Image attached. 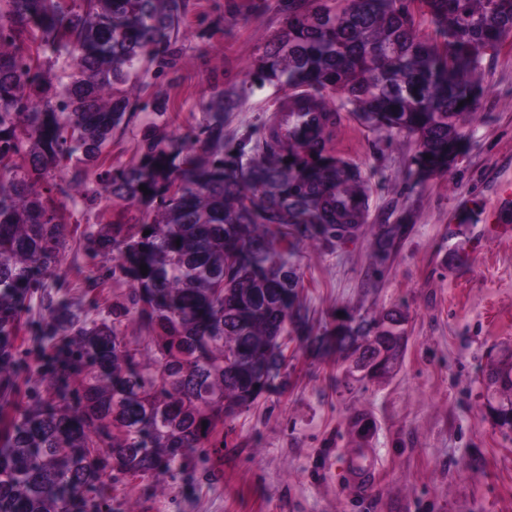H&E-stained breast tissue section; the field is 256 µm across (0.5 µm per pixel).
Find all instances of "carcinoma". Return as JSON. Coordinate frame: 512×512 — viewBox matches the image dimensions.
<instances>
[{"instance_id": "1", "label": "carcinoma", "mask_w": 512, "mask_h": 512, "mask_svg": "<svg viewBox=\"0 0 512 512\" xmlns=\"http://www.w3.org/2000/svg\"><path fill=\"white\" fill-rule=\"evenodd\" d=\"M424 3L440 45L416 35L407 0H288L256 80L338 91L367 128L416 137L417 175L445 169L456 116L477 99L471 75L512 32V0ZM186 17L187 0H0V512H92L94 497L112 491L107 466L116 481L154 479L196 448L224 446V425L264 393L260 371L277 377L284 365L300 240L333 246L357 228L335 205L355 173L323 137L288 152L273 134L228 146L235 90H218L186 136L145 133L134 165L99 171L132 89L171 64ZM51 60L72 70L70 82L53 81ZM72 157L80 167L63 188L54 173ZM68 190L74 203L106 194L144 207L139 224L83 230L90 256L131 283L130 305L98 322L48 305L47 334L61 345L45 376L59 391L12 409L20 314L64 251L56 194ZM403 231L381 225L380 262ZM399 315L314 341L370 357L372 379H384L385 362L407 346L383 329ZM486 377V414L512 433V355L489 360Z\"/></svg>"}]
</instances>
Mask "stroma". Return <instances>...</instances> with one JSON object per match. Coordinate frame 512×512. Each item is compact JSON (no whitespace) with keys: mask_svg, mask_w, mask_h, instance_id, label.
I'll return each mask as SVG.
<instances>
[{"mask_svg":"<svg viewBox=\"0 0 512 512\" xmlns=\"http://www.w3.org/2000/svg\"><path fill=\"white\" fill-rule=\"evenodd\" d=\"M285 14L280 0H189L174 69L149 75L140 107L102 156L104 166L137 160L149 117L143 103L166 100L159 132L186 135L215 87L242 102L224 131L261 140L286 88L258 84L255 66ZM475 111L457 116L460 141L447 170L412 174L414 136L376 133L341 109L337 92L315 93L335 115L328 147L358 168L368 205L358 230L335 247L302 242L292 258L301 275L300 309L289 330L288 367L257 404L224 429V445L197 451L160 480L114 492L102 512H512V436L486 416L482 372L490 347H512V33L487 52L473 75ZM142 209L107 199L74 207L67 248L50 280L54 299L80 304L88 319L108 314L130 293L105 279L83 251L81 226L136 224ZM495 214L504 232L491 231ZM384 224L406 225L394 257L378 262ZM400 307L408 338L389 378L358 383L333 351L314 348L339 317L372 318ZM42 294L24 308L12 370L15 401L48 395L35 372L52 348ZM371 427L353 432L356 416ZM374 460L368 485L347 476Z\"/></svg>","mask_w":512,"mask_h":512,"instance_id":"obj_1","label":"stroma"}]
</instances>
